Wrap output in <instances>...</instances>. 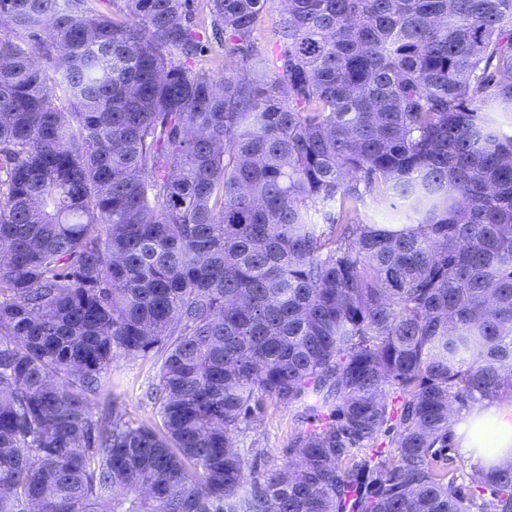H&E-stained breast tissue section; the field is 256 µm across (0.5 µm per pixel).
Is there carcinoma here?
Listing matches in <instances>:
<instances>
[{
  "label": "carcinoma",
  "instance_id": "carcinoma-1",
  "mask_svg": "<svg viewBox=\"0 0 512 512\" xmlns=\"http://www.w3.org/2000/svg\"><path fill=\"white\" fill-rule=\"evenodd\" d=\"M190 2L0 0V512H512L451 455L512 402V0H282L271 59L209 0L217 78ZM150 354L161 427L94 409ZM267 397L316 425L245 487ZM195 12L193 14V22L200 23L203 19L206 20V31L209 35L208 48L205 50L203 61L197 62L194 59V63L190 64V67L197 70L200 66L206 69H210V73L214 75L224 73L225 65L227 68H234L240 75L246 74V68L241 63L240 54H235L231 51L227 45L224 44V37L219 35L214 37L212 35V27L210 25V19L208 18V9L206 3L201 0H194ZM361 217L374 224H408L403 208H393L389 200L377 196H366Z\"/></svg>",
  "mask_w": 512,
  "mask_h": 512
}]
</instances>
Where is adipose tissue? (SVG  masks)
<instances>
[{
  "label": "adipose tissue",
  "instance_id": "1",
  "mask_svg": "<svg viewBox=\"0 0 512 512\" xmlns=\"http://www.w3.org/2000/svg\"><path fill=\"white\" fill-rule=\"evenodd\" d=\"M482 417L480 430L483 452H475L468 440L458 441L461 455L475 465L482 466L489 460L501 458L504 448L512 446V405L503 404L493 396L485 397L479 409Z\"/></svg>",
  "mask_w": 512,
  "mask_h": 512
}]
</instances>
